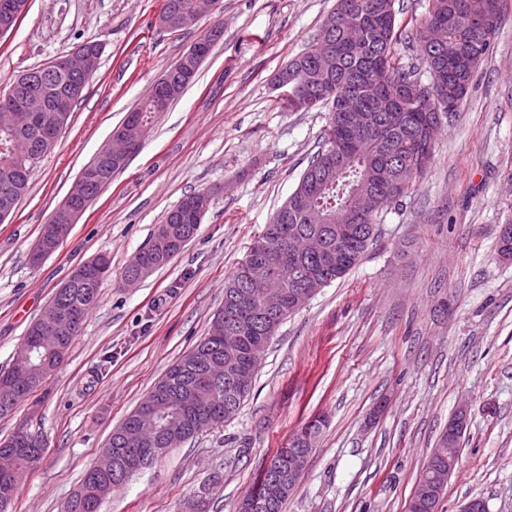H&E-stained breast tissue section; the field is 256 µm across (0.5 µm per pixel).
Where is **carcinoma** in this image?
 <instances>
[{"instance_id":"carcinoma-1","label":"carcinoma","mask_w":512,"mask_h":512,"mask_svg":"<svg viewBox=\"0 0 512 512\" xmlns=\"http://www.w3.org/2000/svg\"><path fill=\"white\" fill-rule=\"evenodd\" d=\"M339 23L343 27L360 30V42L348 47L341 41V32H328L320 26L319 32L306 50L288 61L299 90L319 92L324 86L342 88L341 95L324 97L321 106L328 108L329 118L322 136V144L311 157L293 194L305 192L304 202L298 206H281L262 232L268 250L279 253L289 249L285 232L297 234L321 232L328 238L329 250L334 252L341 227L359 228L358 237L348 246L345 262L332 269L327 282L341 279L355 267L377 237L378 224L393 206L411 195L418 178L434 161L435 140L424 136L425 126L433 121L436 103L432 96L408 97L403 86L417 78L415 65L403 61L395 53V45L408 41L420 51L425 68L439 67L448 88L447 110L440 111L446 118L455 112L467 96L480 61L487 54L499 29V0H427L426 14L421 20L398 19L395 0H336ZM354 110L368 114L371 126L358 137L357 145L347 151L331 139L346 112ZM135 113L148 130L157 117L155 99L149 95ZM31 139L26 130L12 138L0 131V145L13 150H0V167L9 162L18 172L17 190L24 195L32 172L40 161H31L24 154L25 143ZM403 163L416 174L409 175L398 192L390 189L396 177V163ZM374 196L377 210L366 219L352 209L355 195ZM197 193L185 195L164 220L155 226L143 252L152 256L151 274L168 264L197 234L199 225L186 224L175 219L174 212L187 208ZM112 270L103 275H89L68 282V287L55 290L50 303L65 311H74L81 322H86L90 311L98 304L100 289ZM245 280L244 266H239L224 284V308L212 320L207 335L175 363L183 367V374L165 378L156 383L146 396L112 432L108 446L120 447L121 434L131 429L137 434L159 435L158 428L185 430L187 439L219 426L234 417L249 393H238L232 386L234 365L244 363L254 370L258 354L271 343L275 334L262 339L248 336L241 340L236 356H226L224 336L239 317V310L230 302L235 286ZM75 340L49 341L34 345L33 326H28L21 353L12 366L22 365L38 380L14 394L0 386V416L12 414L19 405L43 388L47 377L65 360ZM206 347L219 349V357L202 372L196 368L195 358ZM192 384L204 388L211 403L184 410L180 403L166 400L165 391ZM25 458L15 437L0 443V512L11 507L18 487L6 481L3 471ZM132 470H124L100 488L93 471L86 472L79 487L66 501L63 512H98L101 502L122 487Z\"/></svg>"}]
</instances>
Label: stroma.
Segmentation results:
<instances>
[{"label": "stroma", "mask_w": 512, "mask_h": 512, "mask_svg": "<svg viewBox=\"0 0 512 512\" xmlns=\"http://www.w3.org/2000/svg\"><path fill=\"white\" fill-rule=\"evenodd\" d=\"M163 0H28L0 35V93L23 71L85 42L103 47L69 126L0 223V369L73 266L96 254L112 279L48 382L38 415L0 418V441L32 422L44 459L10 512H61L112 431L205 336L224 283L296 188L328 112L286 111L273 79L303 52L336 0H220L172 32ZM222 38L195 81L149 128L141 150L39 266L29 252L112 130L214 23ZM217 195L168 265L126 288L121 272L184 194ZM512 216V0L435 161L388 211L345 278L288 317L260 357L240 411L170 450L100 512H181L206 496L236 512L263 462L314 416L327 423L284 512H406L460 402L468 423L441 512L474 495L512 512V261L495 243ZM220 482H213V475Z\"/></svg>", "instance_id": "1"}]
</instances>
